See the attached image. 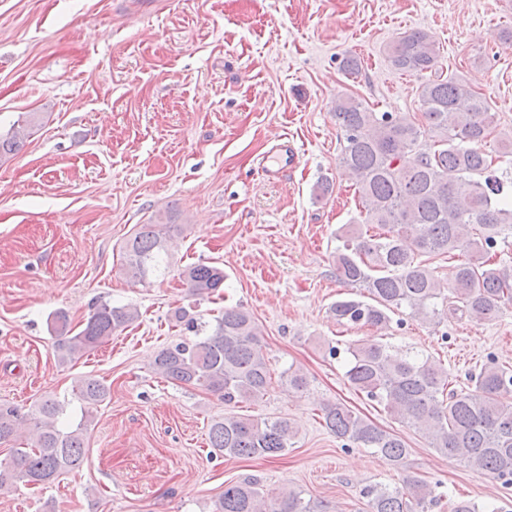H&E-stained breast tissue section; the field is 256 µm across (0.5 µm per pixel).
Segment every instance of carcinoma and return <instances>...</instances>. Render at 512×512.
<instances>
[{"label":"carcinoma","instance_id":"carcinoma-1","mask_svg":"<svg viewBox=\"0 0 512 512\" xmlns=\"http://www.w3.org/2000/svg\"><path fill=\"white\" fill-rule=\"evenodd\" d=\"M388 58L396 70L432 72L434 78L421 85V112L413 118L372 112L351 96L336 101L334 117L343 135L340 162L355 179L363 214L362 223L343 224L337 231L336 277L363 288L368 300L343 297L329 312L341 325L379 329L401 309L429 324L440 323L445 313L491 320L512 301V268L493 261L498 243L512 238V202L502 195L493 159L482 150L495 129L496 113L467 81L439 74L436 44L428 32L404 34ZM38 122L31 113L20 127L0 133V162L20 148ZM428 136L430 145L424 141ZM182 233L181 224L139 225L123 245L127 274L143 281L166 270L167 242ZM457 250L467 258L455 266L446 289L417 261L421 255ZM181 277L190 294L201 299L224 287V269L217 265L194 263ZM137 317L131 306L103 302L77 331L65 312H55L48 327L58 364L78 360ZM173 317L194 338L161 348L154 359L157 375L198 386L226 404L266 395L270 364L250 312L231 307L211 322H200L180 307ZM346 354L345 378L355 391L418 428L438 454L512 486V403L498 399L512 392V370L486 365L473 388L458 391L451 387L448 369L429 356L399 357L373 340L349 345ZM286 381L299 392L307 390L308 377L299 368L286 371ZM73 392L81 412L76 423L66 417L65 400L46 398L27 412L0 402V445L20 443L11 461L0 465V488L16 482L47 486L82 465L88 425L111 389L90 376ZM321 412L336 438L370 448L396 468L406 463L410 449L400 436L342 402H326ZM296 435L283 417L226 416L213 420L208 431L210 447L244 459L280 458ZM363 496L369 512H428L434 501L432 489L419 480L392 489L374 485ZM214 512L330 510L294 490L266 492L245 478L224 485Z\"/></svg>","mask_w":512,"mask_h":512}]
</instances>
